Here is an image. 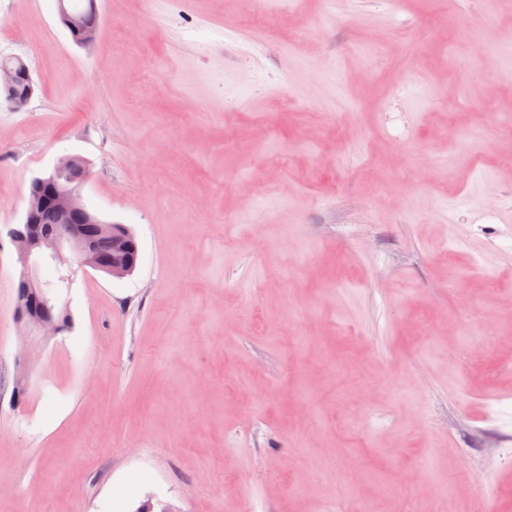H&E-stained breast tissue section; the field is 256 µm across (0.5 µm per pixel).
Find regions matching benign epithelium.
Returning <instances> with one entry per match:
<instances>
[{"label": "benign epithelium", "mask_w": 512, "mask_h": 512, "mask_svg": "<svg viewBox=\"0 0 512 512\" xmlns=\"http://www.w3.org/2000/svg\"><path fill=\"white\" fill-rule=\"evenodd\" d=\"M59 16L69 34L76 38L78 46L87 48L93 44L98 28L89 24L85 15L71 8L66 0H60ZM33 93L34 83L29 67L22 60L18 59L11 65L0 68V96L13 109L26 106ZM80 161L81 157L76 154L63 155L49 170L34 177L32 185L41 187L46 183H53L74 169ZM40 206L39 201L27 203L22 222L8 228V236L19 265L17 287L27 294H40L49 299L55 313L69 320L70 307L68 301L61 300V290L71 280L70 257H75L84 270L108 271L112 277L122 279L131 275L137 267L138 241L129 227L104 221L90 211L83 201L82 189L68 185L55 189L47 199L46 206L60 217H79L84 223L98 225L100 232L111 239L112 263L107 265L98 255L94 241L84 235L79 224L69 225L66 234L62 236L41 235L38 215ZM41 263H52L58 269H67V273L59 276L58 284L51 285L39 278L38 265ZM15 322L18 329L24 331V335L34 342L62 332V326L55 317L35 314L28 316L20 305L15 310Z\"/></svg>", "instance_id": "7a95c632"}]
</instances>
